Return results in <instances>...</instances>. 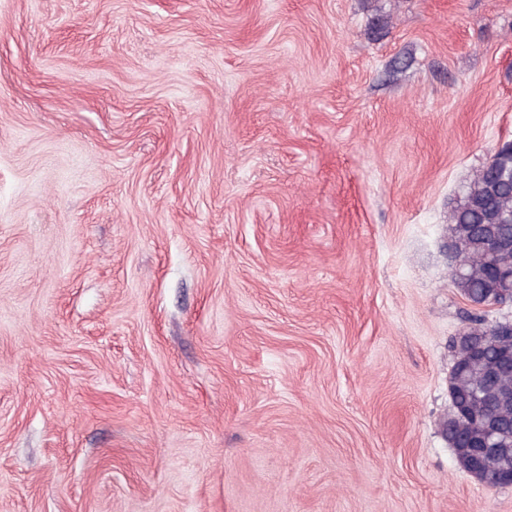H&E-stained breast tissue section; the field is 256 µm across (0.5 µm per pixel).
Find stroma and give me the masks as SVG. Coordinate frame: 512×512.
I'll return each instance as SVG.
<instances>
[{"label": "stroma", "mask_w": 512, "mask_h": 512, "mask_svg": "<svg viewBox=\"0 0 512 512\" xmlns=\"http://www.w3.org/2000/svg\"><path fill=\"white\" fill-rule=\"evenodd\" d=\"M506 143L512 0H0V512H512L444 428ZM503 146L476 172L448 214L454 252L464 263L463 277L455 278L463 274L456 257L451 268L455 277L448 273V278L462 296L477 305L493 288H511L510 276L500 275L494 281L498 270L512 269V249L502 251L495 246L497 239L512 241V149L500 150Z\"/></svg>", "instance_id": "stroma-1"}]
</instances>
